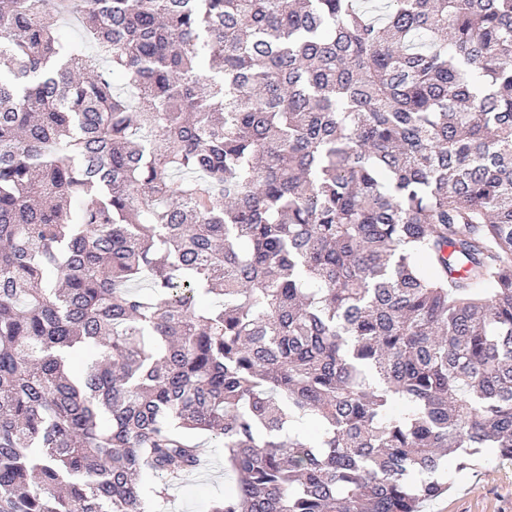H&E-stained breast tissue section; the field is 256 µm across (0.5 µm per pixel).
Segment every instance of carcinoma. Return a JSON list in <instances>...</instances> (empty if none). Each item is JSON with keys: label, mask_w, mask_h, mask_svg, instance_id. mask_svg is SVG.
I'll return each instance as SVG.
<instances>
[{"label": "carcinoma", "mask_w": 512, "mask_h": 512, "mask_svg": "<svg viewBox=\"0 0 512 512\" xmlns=\"http://www.w3.org/2000/svg\"><path fill=\"white\" fill-rule=\"evenodd\" d=\"M198 433L209 512L512 460V0H0V512H150ZM207 466L192 473L170 490L171 498L164 512H209L213 500L223 497L234 482L232 472L224 470V447L206 436L196 438Z\"/></svg>", "instance_id": "cac0c4a2"}]
</instances>
